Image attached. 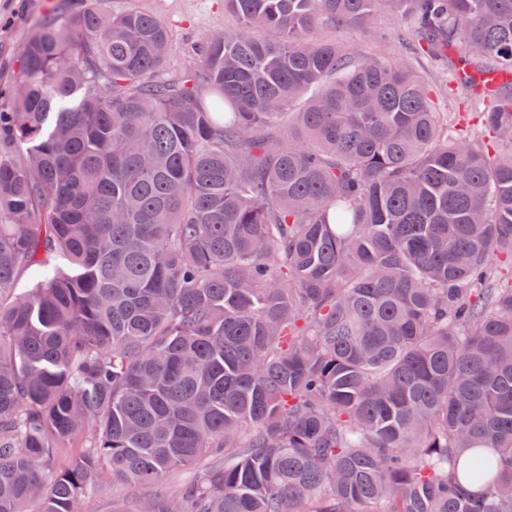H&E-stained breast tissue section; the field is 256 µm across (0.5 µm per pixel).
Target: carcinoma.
Wrapping results in <instances>:
<instances>
[{
	"mask_svg": "<svg viewBox=\"0 0 512 512\" xmlns=\"http://www.w3.org/2000/svg\"><path fill=\"white\" fill-rule=\"evenodd\" d=\"M62 2L0 110V512L217 451L139 512H512V0H224L174 76L156 16ZM382 10L477 128L319 35ZM411 61L419 74L425 78L434 90V102L439 112H448V121L466 125L476 123L478 107L467 100L460 91L455 90L450 74L453 72L456 60L434 61L427 54L413 50Z\"/></svg>",
	"mask_w": 512,
	"mask_h": 512,
	"instance_id": "carcinoma-1",
	"label": "carcinoma"
}]
</instances>
